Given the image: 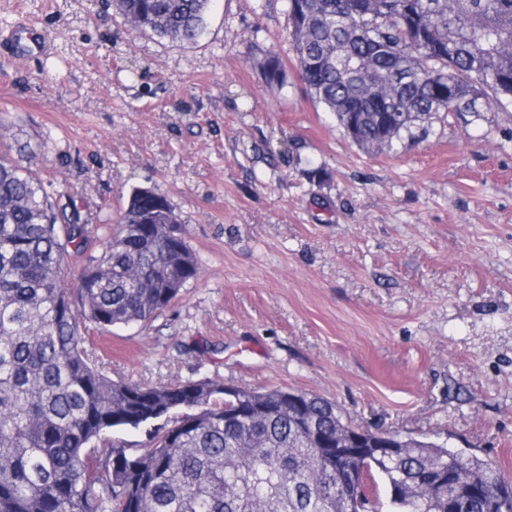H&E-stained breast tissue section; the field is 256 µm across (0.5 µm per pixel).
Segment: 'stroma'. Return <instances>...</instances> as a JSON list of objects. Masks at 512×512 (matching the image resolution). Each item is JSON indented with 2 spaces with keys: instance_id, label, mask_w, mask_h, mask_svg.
<instances>
[{
  "instance_id": "stroma-1",
  "label": "stroma",
  "mask_w": 512,
  "mask_h": 512,
  "mask_svg": "<svg viewBox=\"0 0 512 512\" xmlns=\"http://www.w3.org/2000/svg\"><path fill=\"white\" fill-rule=\"evenodd\" d=\"M12 30L48 46L0 48V126L32 176L105 231L158 190L201 268L148 325L86 335L103 372L316 393L512 479V107L366 154L307 93L284 0H214L191 46L108 0H0ZM266 84L271 88H282L286 82V73L277 56H268L261 63Z\"/></svg>"
}]
</instances>
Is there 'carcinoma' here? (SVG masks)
<instances>
[{"label": "carcinoma", "mask_w": 512, "mask_h": 512, "mask_svg": "<svg viewBox=\"0 0 512 512\" xmlns=\"http://www.w3.org/2000/svg\"><path fill=\"white\" fill-rule=\"evenodd\" d=\"M213 0H112L135 28L191 44ZM301 78L315 102L365 150L391 151L438 112L512 104V0H286ZM281 88L276 56L261 63ZM29 143L0 138V512H500L512 494L500 468L473 453L410 440L340 465L313 448L348 423L318 394L213 380L149 386L99 371L84 333L148 324L201 275L185 228L166 197L132 192L76 286L68 258L97 234L59 204L19 156ZM148 428L140 453L90 445L114 428ZM258 443L264 456L245 448ZM448 484L422 498L432 475Z\"/></svg>", "instance_id": "carcinoma-1"}]
</instances>
